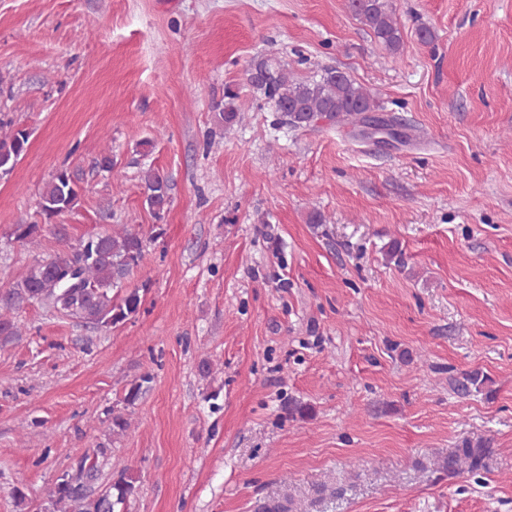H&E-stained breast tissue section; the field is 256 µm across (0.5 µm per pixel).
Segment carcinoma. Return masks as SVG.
Masks as SVG:
<instances>
[{
	"instance_id": "1",
	"label": "carcinoma",
	"mask_w": 512,
	"mask_h": 512,
	"mask_svg": "<svg viewBox=\"0 0 512 512\" xmlns=\"http://www.w3.org/2000/svg\"><path fill=\"white\" fill-rule=\"evenodd\" d=\"M348 7L376 38L392 52L399 50L401 36L387 0H348ZM248 82L266 103L279 114V123L289 128H304L320 120L358 123L363 113L377 111L373 95L350 76L327 69L319 78L300 80L288 66L272 57L255 60L248 70ZM220 117L231 126L240 119L235 105L237 94L224 93ZM28 135L14 129L0 136V177L9 175L26 152ZM144 204L159 216L170 204L168 179L157 169L148 168L141 176ZM36 215L51 220L71 211L78 203L79 192L70 174L61 169L45 183ZM147 244L133 227L101 232L80 254L79 287L66 288L49 267L67 266L69 255L48 261L37 260L26 274L11 287L0 291V346L22 335L14 314L25 305L39 304L53 315L70 317L92 328H110L135 315L141 305L139 290L121 295L123 283L145 257ZM489 378L478 370L466 372L457 380V392L480 393ZM496 448L489 440L464 439L448 453L442 468L448 477L461 474L476 477L488 470ZM97 464L81 461L76 473L65 474L48 492V501L58 512H115L135 490V481L120 475L97 493L92 481Z\"/></svg>"
}]
</instances>
